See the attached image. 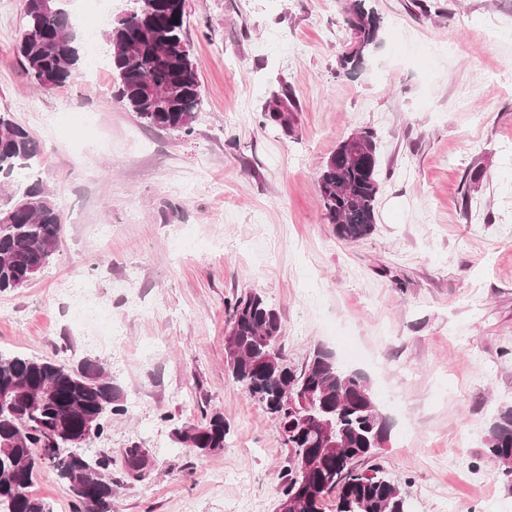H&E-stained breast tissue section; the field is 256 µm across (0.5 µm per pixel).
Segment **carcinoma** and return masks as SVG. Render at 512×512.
Listing matches in <instances>:
<instances>
[{"label":"carcinoma","mask_w":512,"mask_h":512,"mask_svg":"<svg viewBox=\"0 0 512 512\" xmlns=\"http://www.w3.org/2000/svg\"><path fill=\"white\" fill-rule=\"evenodd\" d=\"M136 7L103 32L117 99L150 128L190 135L201 110L200 79L185 35L186 0H133ZM351 41L337 73L353 75L379 45L383 17L368 0H348ZM18 53L31 83L53 89L72 82L82 57L67 0H28ZM263 124L288 135L293 119L277 98L265 106ZM39 142L10 113L0 112V195L31 198L30 209L0 224V291L21 288L50 262L62 233L56 200L34 176ZM379 140L372 129L342 141L323 165L318 186L325 219L336 234L356 242L375 230L380 192ZM229 346L239 357L232 376L274 415L290 448L276 508L320 512L325 493L336 491V512H409L408 501L375 458L391 433L367 377L341 366L328 349L313 350L299 369L288 364L280 316L258 293L230 306ZM0 512H52L31 496L37 472L65 480L78 512H112V477L88 445L103 436V416L125 412L121 391L100 364L69 367L50 358L0 350ZM224 414L203 416L174 429L177 443L206 457L224 448ZM486 453L512 477V405L495 409L485 436ZM130 473L148 465L146 453L126 451Z\"/></svg>","instance_id":"cac0c4a2"}]
</instances>
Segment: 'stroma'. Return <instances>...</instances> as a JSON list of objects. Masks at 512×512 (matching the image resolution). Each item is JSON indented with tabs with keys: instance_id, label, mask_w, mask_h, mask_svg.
<instances>
[{
	"instance_id": "35a3bbf8",
	"label": "stroma",
	"mask_w": 512,
	"mask_h": 512,
	"mask_svg": "<svg viewBox=\"0 0 512 512\" xmlns=\"http://www.w3.org/2000/svg\"><path fill=\"white\" fill-rule=\"evenodd\" d=\"M371 2L381 44L345 77V0H187L203 106L185 136L143 127L108 73L33 88L16 51L25 0H0V112L38 140L64 218L43 272L0 292V349L106 367L126 407L93 444L112 512H274L289 449L225 353L230 306L249 292L279 314L294 366L323 346L368 377L392 422L376 462L411 512H512V478L484 450L512 402V0H440L436 16ZM275 96L290 135L261 123ZM364 127L380 140L377 224L350 243L318 175ZM72 279L90 317L56 293ZM215 412L222 450L175 443L177 424ZM135 445L150 459L138 475ZM31 493L76 512L52 472Z\"/></svg>"
}]
</instances>
